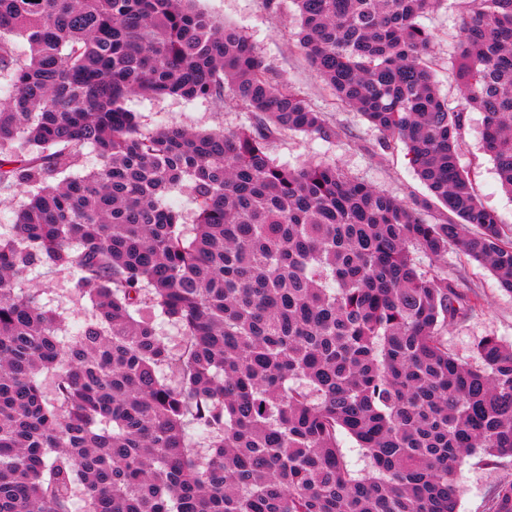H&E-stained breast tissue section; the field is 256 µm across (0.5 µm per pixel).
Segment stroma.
<instances>
[{"label": "stroma", "instance_id": "stroma-1", "mask_svg": "<svg viewBox=\"0 0 512 512\" xmlns=\"http://www.w3.org/2000/svg\"><path fill=\"white\" fill-rule=\"evenodd\" d=\"M193 7L216 23L240 29L272 77L300 88L312 107L323 112L327 122L335 126L336 136L329 141L300 132L276 135L270 143L273 159L291 166L333 165L408 202L426 195V188L416 179L408 164L403 144L396 142L391 148L381 147L379 132L359 113L337 105L330 88L320 80L308 58L290 39L289 31L295 22V7L291 0H275L271 5L266 0H195ZM462 18L461 0H445L423 19L424 25L434 35L433 63L440 93L452 107L458 105L460 92L450 60L456 51ZM127 106L138 113L142 124L148 128L167 126L194 131H229L249 121L247 113L229 98L216 104L203 99L137 96L129 98ZM482 122L481 113H465L459 162L468 171L483 205L497 211L512 226V196L502 191L493 162L483 151ZM440 268L478 299L474 312L449 327V349L469 360L483 337L497 336L512 342V294L501 289L496 277L453 248L449 249ZM25 285L41 290L43 304L57 309L66 317L70 332L79 330L87 305L71 300L66 291V281L41 266L26 274ZM458 475V512H486L492 488L512 479V463L491 468L485 466L479 456L472 455L465 457Z\"/></svg>", "mask_w": 512, "mask_h": 512}]
</instances>
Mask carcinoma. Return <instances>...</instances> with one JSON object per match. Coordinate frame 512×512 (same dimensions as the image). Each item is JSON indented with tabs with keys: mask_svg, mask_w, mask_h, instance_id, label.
I'll return each mask as SVG.
<instances>
[{
	"mask_svg": "<svg viewBox=\"0 0 512 512\" xmlns=\"http://www.w3.org/2000/svg\"><path fill=\"white\" fill-rule=\"evenodd\" d=\"M193 2L0 0V192L22 197L0 237V512H458L464 457L512 459V344L448 349L476 302L436 263L454 246L512 293V236L429 65L420 18L445 0H293L336 100L405 145L411 203L271 159L275 133L336 129ZM462 2V105L512 194V0ZM132 96L229 97L251 123L149 129ZM39 265L89 300L77 333L23 288ZM487 512H512L511 480Z\"/></svg>",
	"mask_w": 512,
	"mask_h": 512,
	"instance_id": "cac0c4a2",
	"label": "carcinoma"
}]
</instances>
